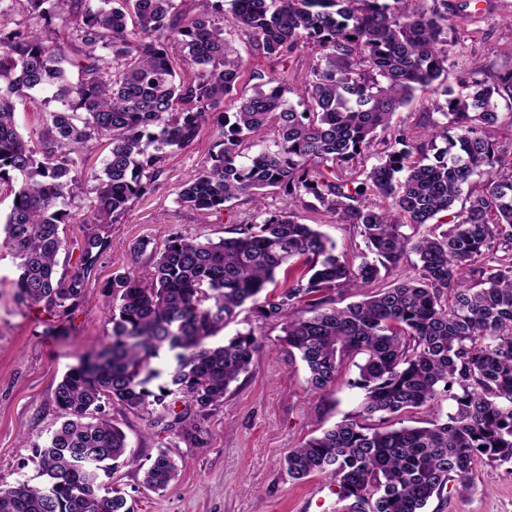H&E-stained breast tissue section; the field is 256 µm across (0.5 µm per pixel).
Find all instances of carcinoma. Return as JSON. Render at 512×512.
<instances>
[{"label":"carcinoma","mask_w":512,"mask_h":512,"mask_svg":"<svg viewBox=\"0 0 512 512\" xmlns=\"http://www.w3.org/2000/svg\"><path fill=\"white\" fill-rule=\"evenodd\" d=\"M472 23L448 0H0V191L19 199L3 227L18 305L75 309L112 225L206 126L214 151L176 203L230 223L216 242L171 233L141 269L104 280V347L57 384L38 482L0 485V512H134L112 483L134 453L106 405L160 406L166 431L203 445L204 420L262 348L252 328L213 342L248 302L281 326L312 389L361 392L358 410L280 463L291 481L336 484V512H425L448 483L469 489L476 466H512V140L497 102L512 104V69L489 82L464 60L448 96V34ZM233 35L255 58L309 59L303 85L265 89L254 70L246 93ZM418 91L445 96L432 102L443 121L394 120ZM102 143L101 168L86 170ZM84 183L91 218L70 239ZM326 213L364 248L337 254L311 224ZM71 245L76 265L60 275ZM349 292L362 299L340 306ZM347 360L358 376L345 381ZM417 413L428 426L405 425ZM177 475L161 449L143 484L165 491Z\"/></svg>","instance_id":"obj_1"}]
</instances>
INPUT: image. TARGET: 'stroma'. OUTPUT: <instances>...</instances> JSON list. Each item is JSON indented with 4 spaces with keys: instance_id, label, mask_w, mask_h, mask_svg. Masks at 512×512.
Listing matches in <instances>:
<instances>
[{
    "instance_id": "35a3bbf8",
    "label": "stroma",
    "mask_w": 512,
    "mask_h": 512,
    "mask_svg": "<svg viewBox=\"0 0 512 512\" xmlns=\"http://www.w3.org/2000/svg\"><path fill=\"white\" fill-rule=\"evenodd\" d=\"M466 4L478 32L451 54H465L486 75L512 67V0H448ZM216 136L204 130L165 163L153 190L132 202L112 227V248L102 261L101 279L88 288L79 306L59 320L18 306L8 285L15 266L0 244V485H14L35 473L31 448L54 428L53 393L63 373L81 357L96 352L110 331L101 281L113 270L131 268V254L179 231L211 239L223 237L224 221L180 208L176 189L189 180L211 152ZM255 328L263 341L250 371L224 396V405L206 422L207 441L196 448L163 432L151 415L136 416L107 406L126 432L135 463L112 476L137 502V512H336L337 487L319 475L294 483L281 474L279 461L301 440L318 435L355 410L359 392L339 386L334 394L311 390L300 360L283 350L279 325L255 323L242 309L223 337ZM182 464L175 486L157 494L142 485L140 463L156 456L160 443ZM470 491L448 485L440 512H512V469L487 473L475 467Z\"/></svg>"
}]
</instances>
